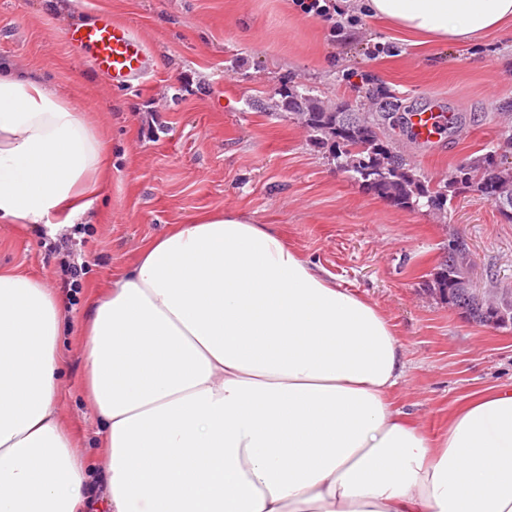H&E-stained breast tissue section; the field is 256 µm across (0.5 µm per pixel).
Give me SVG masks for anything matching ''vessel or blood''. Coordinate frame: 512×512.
<instances>
[{"instance_id": "1", "label": "vessel or blood", "mask_w": 512, "mask_h": 512, "mask_svg": "<svg viewBox=\"0 0 512 512\" xmlns=\"http://www.w3.org/2000/svg\"><path fill=\"white\" fill-rule=\"evenodd\" d=\"M68 44L86 54L99 78L115 88H133L155 69V59L133 28L114 20L111 14L97 13L80 20L67 37ZM407 127L414 139L437 143L447 129H455L454 115L432 103L407 114Z\"/></svg>"}]
</instances>
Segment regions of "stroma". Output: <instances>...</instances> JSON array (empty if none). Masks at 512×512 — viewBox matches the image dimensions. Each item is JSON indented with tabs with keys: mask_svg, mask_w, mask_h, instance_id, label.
<instances>
[{
	"mask_svg": "<svg viewBox=\"0 0 512 512\" xmlns=\"http://www.w3.org/2000/svg\"><path fill=\"white\" fill-rule=\"evenodd\" d=\"M99 11L152 48L156 71L145 86L112 88L69 51L75 20ZM0 64L59 86L110 145L111 174L71 229L54 237L0 223V271L43 279L59 301V413L92 477L103 472L104 451L84 396L88 311L150 239L203 214L242 212L273 225L377 306L403 345L405 374L392 399L427 435L446 431L475 394L512 389V329L466 320L425 287L458 235L472 251L476 287L512 292V223L474 192L444 217L395 207L340 170L278 106L287 85L331 107L349 100L355 111L384 108L398 118L441 100L462 118L443 145H420L398 125L385 129L438 182L492 150L512 114V22L464 46L405 41L366 16L335 37L294 0H0Z\"/></svg>",
	"mask_w": 512,
	"mask_h": 512,
	"instance_id": "35a3bbf8",
	"label": "stroma"
}]
</instances>
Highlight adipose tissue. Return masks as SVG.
Instances as JSON below:
<instances>
[{
	"mask_svg": "<svg viewBox=\"0 0 512 512\" xmlns=\"http://www.w3.org/2000/svg\"><path fill=\"white\" fill-rule=\"evenodd\" d=\"M409 35L464 44L512 0H365ZM108 143L56 86L0 69V222L57 235L90 209ZM59 303L0 273V512H512V393L430 438L391 401L394 326L226 212L176 225L113 277L86 329L106 448L92 491L58 411Z\"/></svg>",
	"mask_w": 512,
	"mask_h": 512,
	"instance_id": "obj_1",
	"label": "adipose tissue"
}]
</instances>
